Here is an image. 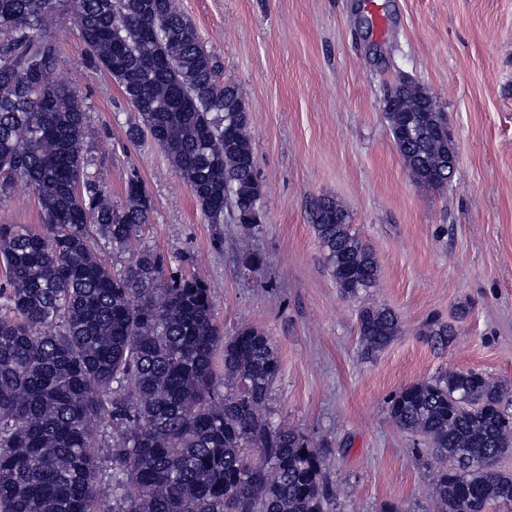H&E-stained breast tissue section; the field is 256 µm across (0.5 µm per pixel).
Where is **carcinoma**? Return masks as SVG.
Here are the masks:
<instances>
[{
  "label": "carcinoma",
  "mask_w": 512,
  "mask_h": 512,
  "mask_svg": "<svg viewBox=\"0 0 512 512\" xmlns=\"http://www.w3.org/2000/svg\"><path fill=\"white\" fill-rule=\"evenodd\" d=\"M68 21L137 112L128 139L150 135L208 223L230 210L247 244L263 218L244 98L218 82L177 0H0V193L25 184L42 218L0 224V512H329L322 452L273 421L270 338L250 325L223 335L202 278L168 275L163 255L135 245L151 211L139 176L114 206L90 171L87 115L60 76L54 24ZM385 107L414 182L447 187L448 128L430 91L401 80ZM312 223L341 294L375 287L346 210L324 198ZM98 239L128 253L123 269ZM358 327L373 357L401 322L368 304ZM424 336L446 351L456 333L432 318ZM507 394L469 370L391 398L394 424L430 444L438 512H512V471L497 467L512 451Z\"/></svg>",
  "instance_id": "obj_1"
}]
</instances>
